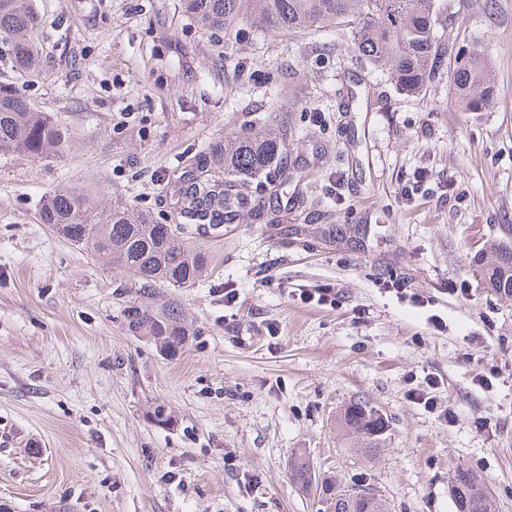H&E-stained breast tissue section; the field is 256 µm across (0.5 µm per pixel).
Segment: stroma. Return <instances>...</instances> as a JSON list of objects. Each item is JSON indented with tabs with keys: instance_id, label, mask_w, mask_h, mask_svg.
<instances>
[{
	"instance_id": "1",
	"label": "stroma",
	"mask_w": 512,
	"mask_h": 512,
	"mask_svg": "<svg viewBox=\"0 0 512 512\" xmlns=\"http://www.w3.org/2000/svg\"><path fill=\"white\" fill-rule=\"evenodd\" d=\"M36 6L41 67L19 88L71 148L0 153V512H323L289 479L298 451L391 512H456L461 465L512 512V298L477 267L512 245V0L438 11L441 43L491 64L484 112L455 105L453 62L408 97L329 30L206 31L184 0ZM254 112L288 132L280 177L262 217L204 239L212 274L162 289L196 328L162 357L126 328L121 271L41 202L87 187L171 223L174 171ZM412 371L452 421L410 398ZM354 402L389 420L371 459L336 423Z\"/></svg>"
}]
</instances>
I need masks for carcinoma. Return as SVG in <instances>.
<instances>
[{"instance_id": "cac0c4a2", "label": "carcinoma", "mask_w": 512, "mask_h": 512, "mask_svg": "<svg viewBox=\"0 0 512 512\" xmlns=\"http://www.w3.org/2000/svg\"><path fill=\"white\" fill-rule=\"evenodd\" d=\"M34 0H0V64L20 77L41 62V20ZM189 16L205 30L231 32L246 21L273 32L331 27L348 36L353 50L392 78L406 96L419 94L444 65L435 29L436 0H185ZM457 101L466 112H483L495 98L486 59L471 55L453 69ZM70 149V139L54 116L37 112L17 86L0 82V152L22 151L37 159ZM287 151L281 131L259 114L238 132L219 139L180 168L173 205L176 232L133 204L100 207L96 192L63 187L46 197L40 221L74 245L112 264L134 280L124 308L133 336L174 359L188 345L191 324L178 301L156 300L159 288H189L213 270L207 249L193 242L232 223L249 203L262 206L264 185L276 179V162ZM487 287L512 297V249L493 248L481 258ZM342 429L360 442L357 451L372 458L385 440L389 421L374 407L354 402L341 411ZM293 484L307 491L316 478L303 455L289 465ZM455 508L495 512V500L481 475L460 467L449 478ZM327 512H390L385 500L358 484L352 493L322 481Z\"/></svg>"}]
</instances>
